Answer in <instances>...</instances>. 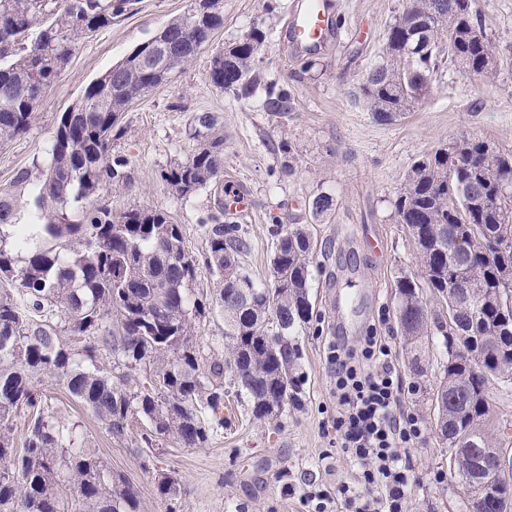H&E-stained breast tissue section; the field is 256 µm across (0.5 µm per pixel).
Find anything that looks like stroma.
I'll use <instances>...</instances> for the list:
<instances>
[{
	"label": "stroma",
	"instance_id": "1",
	"mask_svg": "<svg viewBox=\"0 0 512 512\" xmlns=\"http://www.w3.org/2000/svg\"><path fill=\"white\" fill-rule=\"evenodd\" d=\"M329 16L341 22V40L320 51L292 54L284 45L290 0H224V22L190 63L167 83L133 101L122 116L124 133L115 152L129 161L127 186L102 193L118 210L153 207L183 228L185 246L203 259L199 221L214 208L212 191L180 199L160 177L163 169L191 153L187 130L194 117L215 113L224 127V181L249 196L245 211L228 210L225 220L242 224L250 249L241 259L258 282L270 279L274 223L305 227L311 240L310 299L315 318L297 335L303 377L299 404L277 421L254 420L232 384L224 386V424L201 448L166 442L149 448L143 421L129 420L122 434L110 433L54 379L41 387L57 419L77 425L89 447L109 469L134 488L138 512H313L308 487L335 492L357 486L356 467L336 440V395L330 345L353 348L376 327L394 353L407 392L399 407L422 423L424 434L410 449L411 493L406 512H458L464 495L439 441L429 393L446 357L441 337L429 340L432 362L423 374L409 368L411 353L396 331L395 282L419 275L417 251L394 202L413 161L462 134H476L512 153V0H475L485 33L498 51L493 79L470 81L452 64L433 75L428 94L404 119H373L354 93L365 73L382 59L386 31L402 0H327ZM191 0H136L133 10L82 40L59 81L35 110L26 134L0 147V189L12 187L18 170L44 162L58 118L86 86L135 46L187 11ZM266 32L260 67L266 79L288 87L295 109L284 115L263 111L259 102L237 99L211 85L209 61L252 29ZM289 144L284 154L281 144ZM293 172H285V159ZM320 193L333 197L326 215L309 205ZM201 368L224 353L219 312L197 321ZM174 471L182 482L178 500H162L158 472Z\"/></svg>",
	"mask_w": 512,
	"mask_h": 512
}]
</instances>
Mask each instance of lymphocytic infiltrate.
<instances>
[{
    "mask_svg": "<svg viewBox=\"0 0 512 512\" xmlns=\"http://www.w3.org/2000/svg\"><path fill=\"white\" fill-rule=\"evenodd\" d=\"M336 377V434L344 454L357 466L359 488L340 485L335 495L312 489L307 500L320 512L336 503L346 512H405L410 490L406 450L421 438L417 418L397 409L404 392L391 348L368 328L358 349L333 350Z\"/></svg>",
    "mask_w": 512,
    "mask_h": 512,
    "instance_id": "f902f5d3",
    "label": "lymphocytic infiltrate"
}]
</instances>
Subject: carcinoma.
Instances as JSON below:
<instances>
[{
	"mask_svg": "<svg viewBox=\"0 0 512 512\" xmlns=\"http://www.w3.org/2000/svg\"><path fill=\"white\" fill-rule=\"evenodd\" d=\"M405 0L387 29L383 59L355 99L375 120L392 123L425 95L448 59L469 79L496 72V47L483 32L473 0ZM133 0H0V146L27 131L34 110L56 84L76 45L131 11ZM223 24L211 11L184 14L158 32L182 63L195 59ZM266 34L253 29L210 61L211 83L247 100L264 90L267 112H290L291 92L264 81L257 66ZM156 67L152 41L137 45L62 113L48 160L36 178L16 174L34 196L32 224L17 220L20 196L0 191V512H138L137 494L112 473L77 426L61 424L39 388L52 377L111 433L128 418L147 423L143 441L201 448L210 426L224 425V377L247 397L257 420L278 418L298 401L302 376L293 332L310 323V240L303 228L273 225L271 278L257 283L241 265L248 251L241 225L226 222L224 200L202 220L204 267L185 247L181 225L161 209L114 210L94 198L130 180L128 160L112 153L123 112L168 81ZM195 148L162 171L173 195L187 198L220 182L224 127L212 112L189 128ZM512 155L475 135L454 137L418 158L395 201L417 250L421 278L401 276L397 332L421 373L429 337L443 338L447 360L431 396L443 407L437 435L470 478L494 470L487 448H500L485 373L512 386ZM471 285L476 309L448 319L452 269ZM214 284L213 308L224 316V357L201 370L192 328L206 305L192 298L201 271ZM428 289L425 296L422 289ZM112 367L98 364L101 351ZM152 368L127 388L130 371ZM25 416L23 433L18 417ZM72 486L69 504L60 493ZM158 494L177 499L181 481L157 473ZM507 492L495 482L481 512H499Z\"/></svg>",
	"mask_w": 512,
	"mask_h": 512,
	"instance_id": "1",
	"label": "carcinoma"
}]
</instances>
